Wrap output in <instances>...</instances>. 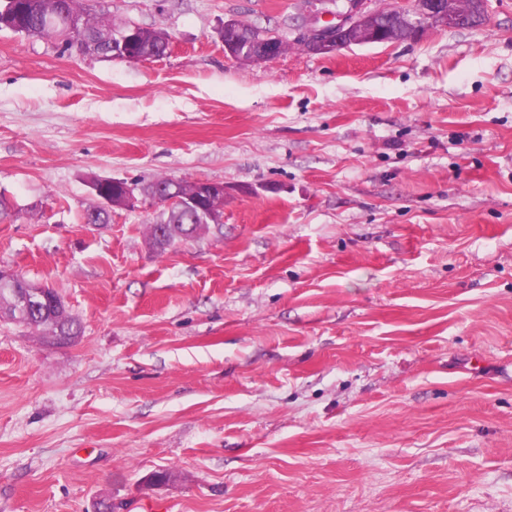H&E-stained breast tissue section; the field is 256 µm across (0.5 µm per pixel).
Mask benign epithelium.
Masks as SVG:
<instances>
[{
	"instance_id": "obj_1",
	"label": "benign epithelium",
	"mask_w": 512,
	"mask_h": 512,
	"mask_svg": "<svg viewBox=\"0 0 512 512\" xmlns=\"http://www.w3.org/2000/svg\"><path fill=\"white\" fill-rule=\"evenodd\" d=\"M373 0H343L336 9L327 10L325 14L333 20L312 26L305 40L324 53L347 48L352 45L383 43V27L380 24L381 10L370 9L368 4ZM459 7L457 0H414L413 7L407 6V0H399L395 10L404 20L408 37L412 38L431 27H451L457 21L455 11ZM66 27V31L80 34L81 40L87 46V54L97 55L100 40L86 32L83 14L76 10H65L61 15L48 19L44 33L51 39L59 35L58 27ZM133 35L125 34L123 30H115L107 36L112 44V56L127 52ZM259 51H243L236 41H224V52L232 58L246 61H264L280 57V38L263 30L259 31ZM198 192L185 195L178 189H166L158 186L145 189L129 185L121 179L103 178L100 184L89 183V188L108 206L114 209L135 210L146 203H153L157 198H163L164 205L177 210H192L202 207L208 201L212 204L224 205V184L209 180L196 181ZM13 306L18 316L26 317L36 311L41 302L46 299L43 287L34 285L21 290L14 288Z\"/></svg>"
}]
</instances>
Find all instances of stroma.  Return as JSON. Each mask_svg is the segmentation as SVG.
Listing matches in <instances>:
<instances>
[{"label":"stroma","instance_id":"stroma-1","mask_svg":"<svg viewBox=\"0 0 512 512\" xmlns=\"http://www.w3.org/2000/svg\"><path fill=\"white\" fill-rule=\"evenodd\" d=\"M78 6L171 43L0 31V269L83 326L0 322V512H512V0L330 55L312 0ZM228 19L286 53L226 57ZM94 176L220 182L224 219L160 252L157 207L83 222Z\"/></svg>","mask_w":512,"mask_h":512}]
</instances>
